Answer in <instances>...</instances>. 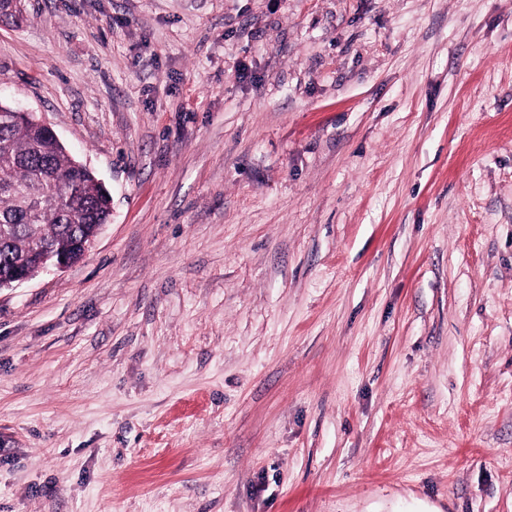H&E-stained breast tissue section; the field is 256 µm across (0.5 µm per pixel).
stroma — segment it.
I'll return each mask as SVG.
<instances>
[{"instance_id": "35a3bbf8", "label": "stroma", "mask_w": 512, "mask_h": 512, "mask_svg": "<svg viewBox=\"0 0 512 512\" xmlns=\"http://www.w3.org/2000/svg\"><path fill=\"white\" fill-rule=\"evenodd\" d=\"M25 11L112 215L0 291V512H512V0Z\"/></svg>"}]
</instances>
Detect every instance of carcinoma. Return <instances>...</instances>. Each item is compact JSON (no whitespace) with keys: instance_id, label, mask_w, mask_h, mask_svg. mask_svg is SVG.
<instances>
[{"instance_id":"cac0c4a2","label":"carcinoma","mask_w":512,"mask_h":512,"mask_svg":"<svg viewBox=\"0 0 512 512\" xmlns=\"http://www.w3.org/2000/svg\"><path fill=\"white\" fill-rule=\"evenodd\" d=\"M110 215L93 172L38 119L0 102V277L39 248L80 257Z\"/></svg>"}]
</instances>
